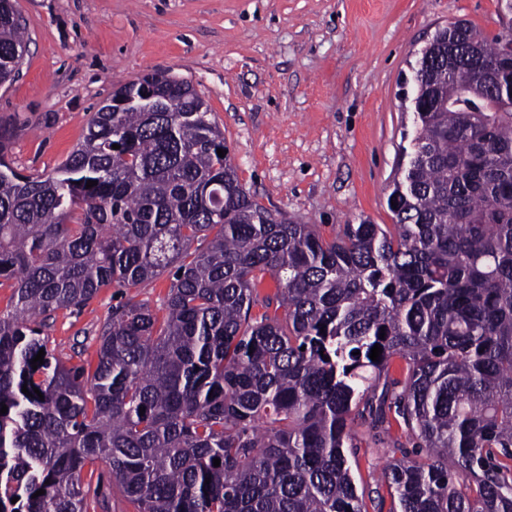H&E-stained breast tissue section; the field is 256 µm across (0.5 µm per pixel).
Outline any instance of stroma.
Segmentation results:
<instances>
[{
    "mask_svg": "<svg viewBox=\"0 0 512 512\" xmlns=\"http://www.w3.org/2000/svg\"><path fill=\"white\" fill-rule=\"evenodd\" d=\"M27 28L20 73L0 86L7 161L52 172L82 140L118 85L164 69L209 105L241 182L267 208L316 225L325 238L367 220L393 224L387 198L413 137L410 88L420 52L458 20L487 39L512 29L501 0H15ZM170 274L104 288L42 326L69 366L94 370L96 337L116 304L165 314ZM349 453L367 507L390 512L381 480L396 457L423 456L404 424L373 433L356 420ZM89 512H134L104 462L81 474Z\"/></svg>",
    "mask_w": 512,
    "mask_h": 512,
    "instance_id": "stroma-1",
    "label": "stroma"
}]
</instances>
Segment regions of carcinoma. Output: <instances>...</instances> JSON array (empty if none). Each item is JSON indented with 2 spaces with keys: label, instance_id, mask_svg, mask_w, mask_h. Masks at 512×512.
<instances>
[{
  "label": "carcinoma",
  "instance_id": "1",
  "mask_svg": "<svg viewBox=\"0 0 512 512\" xmlns=\"http://www.w3.org/2000/svg\"><path fill=\"white\" fill-rule=\"evenodd\" d=\"M24 29L0 0V84L19 73ZM500 42L463 21L435 32L414 150L388 196L396 224L331 239L262 205L218 156L204 98L159 71L119 85L51 174L18 173L0 125V280L14 288L0 309V512H88L81 473L98 460L136 512H368L347 454L365 408L377 426L394 410L426 450L382 473L399 512H512ZM454 45L496 60L486 84L465 57L448 64ZM167 271L165 316L132 298L113 307L93 372L47 349L37 318ZM267 276L278 292L261 298Z\"/></svg>",
  "mask_w": 512,
  "mask_h": 512
}]
</instances>
